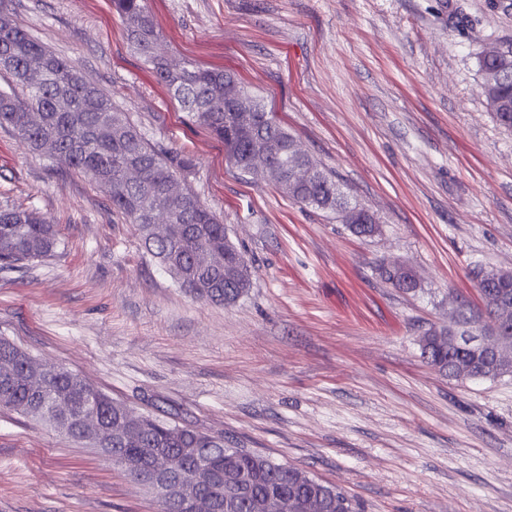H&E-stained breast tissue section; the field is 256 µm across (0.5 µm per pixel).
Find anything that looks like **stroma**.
<instances>
[{"label":"stroma","instance_id":"35a3bbf8","mask_svg":"<svg viewBox=\"0 0 512 512\" xmlns=\"http://www.w3.org/2000/svg\"><path fill=\"white\" fill-rule=\"evenodd\" d=\"M174 60L234 73L336 174L379 233L235 169L130 48L109 0H0L108 93L254 269L236 302L180 288L85 174L0 128V205L64 246L0 269V338L135 412L224 438L342 490L363 512H512V377L449 379L419 340L512 270V132L478 58L512 0H146ZM418 278L405 292L382 271ZM119 465L0 407V512H162Z\"/></svg>","mask_w":512,"mask_h":512}]
</instances>
